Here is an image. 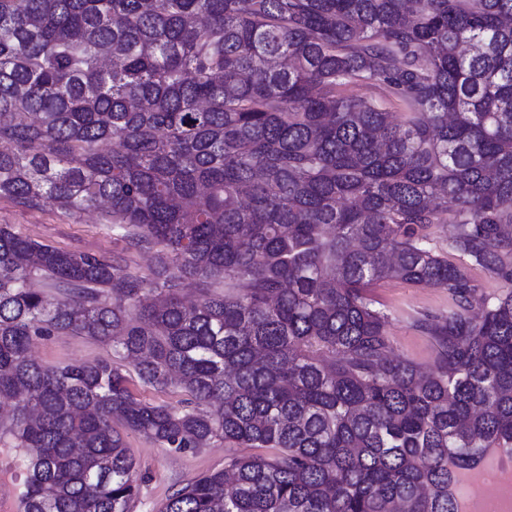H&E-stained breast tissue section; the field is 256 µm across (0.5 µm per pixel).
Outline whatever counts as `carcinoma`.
<instances>
[{
  "label": "carcinoma",
  "instance_id": "carcinoma-1",
  "mask_svg": "<svg viewBox=\"0 0 512 512\" xmlns=\"http://www.w3.org/2000/svg\"><path fill=\"white\" fill-rule=\"evenodd\" d=\"M361 85L387 95L336 92ZM0 143V199L104 206L126 246L0 224L18 512H132L114 421L273 449L161 512H458L456 471L512 455V0H0ZM388 278L448 291L429 370L392 355ZM55 333L110 354L35 361ZM134 385H131L133 391L138 395V397L144 401L155 403V404H170L173 406H178L179 401L186 396L179 389L170 388L165 392H157L153 389L146 388L140 385L138 380L135 378Z\"/></svg>",
  "mask_w": 512,
  "mask_h": 512
}]
</instances>
